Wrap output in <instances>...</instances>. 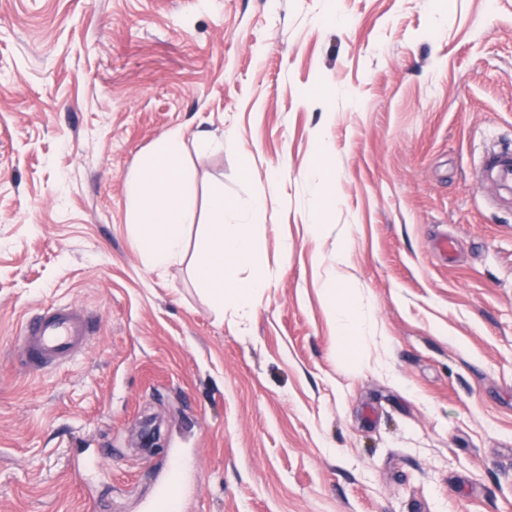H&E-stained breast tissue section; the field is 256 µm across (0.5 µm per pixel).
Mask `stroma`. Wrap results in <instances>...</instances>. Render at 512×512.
Masks as SVG:
<instances>
[{"label": "stroma", "mask_w": 512, "mask_h": 512, "mask_svg": "<svg viewBox=\"0 0 512 512\" xmlns=\"http://www.w3.org/2000/svg\"><path fill=\"white\" fill-rule=\"evenodd\" d=\"M177 126L197 213L157 272L128 188ZM492 133L512 0H0V512H142L175 448L187 512H512ZM217 184L263 199L244 317L192 275ZM331 285L367 316L347 347ZM59 302L97 332L30 371L20 324Z\"/></svg>", "instance_id": "stroma-1"}]
</instances>
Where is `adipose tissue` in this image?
<instances>
[{
  "label": "adipose tissue",
  "instance_id": "ef3b65f1",
  "mask_svg": "<svg viewBox=\"0 0 512 512\" xmlns=\"http://www.w3.org/2000/svg\"><path fill=\"white\" fill-rule=\"evenodd\" d=\"M183 132L169 130L156 144L136 173L130 190L131 225L145 266L164 270L183 261L187 253L186 229L193 224L196 190L182 163ZM227 204L223 186L209 193V223L204 243L193 264V275L220 306L248 313L256 294L267 286L258 272L227 284L226 277L256 248L255 228L246 221L225 218Z\"/></svg>",
  "mask_w": 512,
  "mask_h": 512
}]
</instances>
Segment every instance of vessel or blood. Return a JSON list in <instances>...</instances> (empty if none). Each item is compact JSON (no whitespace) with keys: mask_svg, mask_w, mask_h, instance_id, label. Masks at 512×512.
Segmentation results:
<instances>
[{"mask_svg":"<svg viewBox=\"0 0 512 512\" xmlns=\"http://www.w3.org/2000/svg\"><path fill=\"white\" fill-rule=\"evenodd\" d=\"M501 184L512 186V151L491 148L486 155ZM93 335L87 311L67 303L39 309L21 325L19 342L26 366L53 369L74 361Z\"/></svg>","mask_w":512,"mask_h":512,"instance_id":"obj_1","label":"vessel or blood"}]
</instances>
